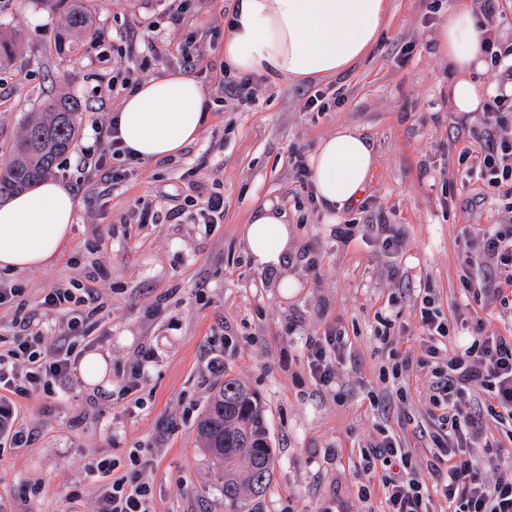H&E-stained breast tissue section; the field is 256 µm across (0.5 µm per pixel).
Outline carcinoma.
Returning a JSON list of instances; mask_svg holds the SVG:
<instances>
[{
    "instance_id": "carcinoma-1",
    "label": "carcinoma",
    "mask_w": 512,
    "mask_h": 512,
    "mask_svg": "<svg viewBox=\"0 0 512 512\" xmlns=\"http://www.w3.org/2000/svg\"><path fill=\"white\" fill-rule=\"evenodd\" d=\"M93 34L85 0H71L62 39ZM15 35H0V65L13 58ZM83 107L65 94L54 97L41 112H31L22 136L12 144L10 159L0 167V202L52 174L58 158L72 146ZM205 452L224 469V504L244 505L246 493L257 495L273 475L275 449L270 446L266 410L246 386L226 380L197 422Z\"/></svg>"
}]
</instances>
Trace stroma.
Instances as JSON below:
<instances>
[{"instance_id": "obj_1", "label": "stroma", "mask_w": 512, "mask_h": 512, "mask_svg": "<svg viewBox=\"0 0 512 512\" xmlns=\"http://www.w3.org/2000/svg\"><path fill=\"white\" fill-rule=\"evenodd\" d=\"M455 0H389V25L370 52L347 71L322 80H262L248 109L223 103L211 74L223 66L231 0H86L101 44L83 38L76 51L58 47L64 0H0V32L22 42L0 68V166L19 136L26 113L66 90L85 104L77 139L57 161L53 179L72 187L76 210L71 237L47 265L0 270V288L19 296L0 305V334L19 330L50 289L77 284L102 304L92 335L77 340L79 354L108 359L101 384L71 373L66 388L28 396H0L15 425L34 430L32 444L0 446V512H95L97 464L130 469L152 488L153 512H227L222 474L200 448L197 421L224 379L255 391L267 411L275 466L249 512H319L336 502L341 512H371L367 474L354 465L360 449L376 445L381 430L409 448L418 470L434 457L428 414L431 382L413 368L392 377L393 366L428 353L420 325L431 294L451 339L469 338L459 314L486 332H512V305L477 306L462 293L463 230L500 229L505 200L488 195L471 208L478 172L458 162L469 137H458L448 100L451 73L436 49L435 32ZM178 7L180 21L171 23ZM154 25L169 47L190 43L204 69L189 75L210 106L197 141L155 162L108 160L118 179L84 168L91 120L111 121L120 99L99 96L113 71L127 67L119 48L140 42ZM323 90L329 107L305 108ZM356 128L372 145L376 166L362 199L342 209L311 200L291 169L338 127ZM224 196V221L193 223L185 195ZM288 214L292 250L309 246L318 262L309 271L286 266L296 286L280 290L281 274L255 269L241 237L243 224L264 203ZM152 224H134L141 208ZM400 225L399 256L367 237L337 243L341 223ZM340 331L336 387L319 390L309 376L307 343ZM224 361L223 377L207 368ZM145 377L123 387L132 367Z\"/></svg>"}]
</instances>
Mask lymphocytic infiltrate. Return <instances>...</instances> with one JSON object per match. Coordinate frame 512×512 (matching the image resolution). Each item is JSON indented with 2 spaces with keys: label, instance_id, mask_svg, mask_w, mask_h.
<instances>
[{
  "label": "lymphocytic infiltrate",
  "instance_id": "1",
  "mask_svg": "<svg viewBox=\"0 0 512 512\" xmlns=\"http://www.w3.org/2000/svg\"><path fill=\"white\" fill-rule=\"evenodd\" d=\"M512 9V0H484L487 29L481 50L492 68L500 69L502 85L483 104L476 123L458 122L459 131L473 136L476 148H464L459 162L478 168L484 185L503 197H512V46L503 47L498 22ZM493 270L497 285L471 277L473 267ZM463 288L473 298L508 303L512 300V231L482 228L470 232L463 257ZM92 289L82 292L59 287L41 300L44 313L65 320L64 340L46 347L39 335L0 336V389L26 394L49 389L67 380L72 367V338L89 337L97 321L98 307ZM343 343L341 333L331 332L308 344L311 379L322 389L336 384L333 353ZM428 359L418 361L432 378L430 414L437 423L430 439L439 469L425 475L411 467L406 449L394 436L386 435L360 453L359 469L379 476L378 486H364L362 495L371 498L381 492L383 512H433L441 503L443 512H512V460L482 453L485 439L483 413L512 417V336L485 333L476 327L471 344L460 352L442 356L429 346ZM26 372L17 375V362ZM478 388L484 395V412H477L462 400L465 391ZM133 473L115 475V465L100 461L97 512H151L152 490L142 482L136 468L139 456H131Z\"/></svg>",
  "mask_w": 512,
  "mask_h": 512
}]
</instances>
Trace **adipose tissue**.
<instances>
[{"instance_id":"1","label":"adipose tissue","mask_w":512,"mask_h":512,"mask_svg":"<svg viewBox=\"0 0 512 512\" xmlns=\"http://www.w3.org/2000/svg\"><path fill=\"white\" fill-rule=\"evenodd\" d=\"M236 24L224 40V56L241 72L301 82L340 74L373 46L388 22V0H233ZM483 31L467 5L457 0L435 35L448 59V85L458 112L481 111L485 90L473 73L486 62ZM205 95L191 77L170 74L148 79L124 96L118 130L132 156L154 162L177 155L202 131ZM376 157L358 131L342 126L322 139L309 158L320 200L341 208L362 195ZM76 200L70 186L46 180L0 203V269L47 265L71 236ZM252 263L277 269L288 253L285 212L272 204L255 210L242 228Z\"/></svg>"}]
</instances>
